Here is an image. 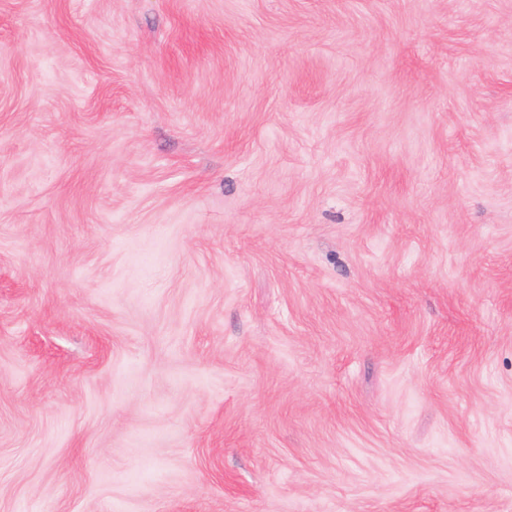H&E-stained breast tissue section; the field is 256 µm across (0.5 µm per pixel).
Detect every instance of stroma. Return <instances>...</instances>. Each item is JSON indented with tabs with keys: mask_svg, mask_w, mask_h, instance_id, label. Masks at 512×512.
<instances>
[{
	"mask_svg": "<svg viewBox=\"0 0 512 512\" xmlns=\"http://www.w3.org/2000/svg\"><path fill=\"white\" fill-rule=\"evenodd\" d=\"M0 512H512V0H0Z\"/></svg>",
	"mask_w": 512,
	"mask_h": 512,
	"instance_id": "stroma-1",
	"label": "stroma"
}]
</instances>
